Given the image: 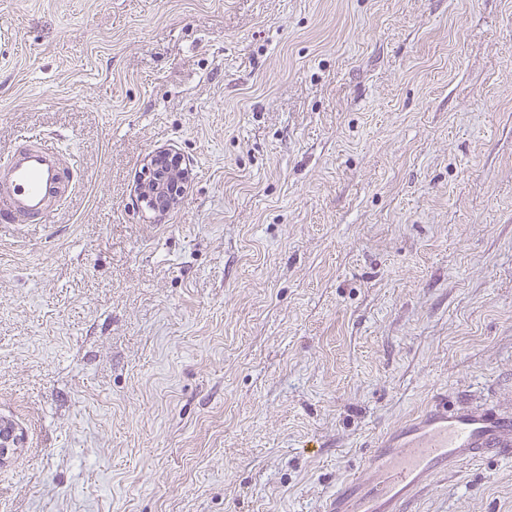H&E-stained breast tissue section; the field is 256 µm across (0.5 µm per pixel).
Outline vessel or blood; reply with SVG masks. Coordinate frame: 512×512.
<instances>
[{
	"label": "vessel or blood",
	"mask_w": 512,
	"mask_h": 512,
	"mask_svg": "<svg viewBox=\"0 0 512 512\" xmlns=\"http://www.w3.org/2000/svg\"><path fill=\"white\" fill-rule=\"evenodd\" d=\"M79 178L45 137H21L0 161V224L45 223ZM495 454H512V417L433 402L374 442L358 472L337 488L324 512H412L430 483Z\"/></svg>",
	"instance_id": "b4317fda"
}]
</instances>
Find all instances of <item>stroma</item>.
Segmentation results:
<instances>
[{
	"instance_id": "stroma-1",
	"label": "stroma",
	"mask_w": 512,
	"mask_h": 512,
	"mask_svg": "<svg viewBox=\"0 0 512 512\" xmlns=\"http://www.w3.org/2000/svg\"><path fill=\"white\" fill-rule=\"evenodd\" d=\"M27 132L82 178L0 227V512H321L436 398L512 412V0H0ZM415 507L512 512V457ZM166 150L155 152L150 158L148 171L152 169V177L138 180V194L142 200H149L156 207L173 205L178 202L177 190L183 185V172L179 159H173ZM180 191V190H178Z\"/></svg>"
}]
</instances>
